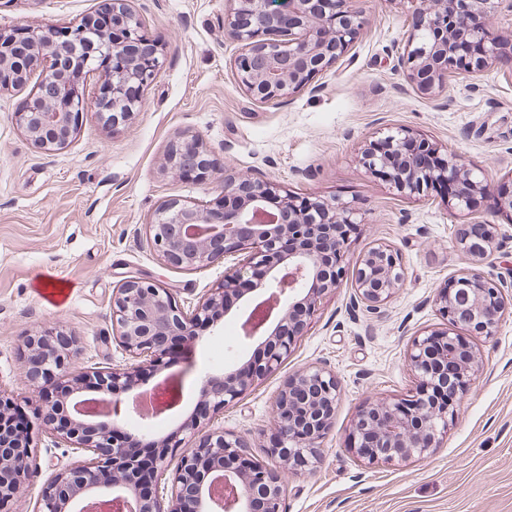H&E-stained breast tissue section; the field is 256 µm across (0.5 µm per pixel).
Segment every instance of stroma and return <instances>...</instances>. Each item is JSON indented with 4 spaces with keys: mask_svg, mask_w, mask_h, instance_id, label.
I'll list each match as a JSON object with an SVG mask.
<instances>
[{
    "mask_svg": "<svg viewBox=\"0 0 512 512\" xmlns=\"http://www.w3.org/2000/svg\"><path fill=\"white\" fill-rule=\"evenodd\" d=\"M102 6V0H0V27L75 25ZM234 6V0H132L162 65L138 111L114 127L86 112L63 149L34 147L15 122L41 71L0 92V390L33 420L29 498L76 456L52 447L40 404L22 384L27 336H75L79 371L128 363L112 338L111 318L112 290L124 275L135 271L159 281L187 307L224 283L223 263L183 269L157 256L149 242L155 210L171 198L213 202L232 171L277 181L303 197L350 203L360 224L341 288L323 298L277 370L210 413V427L242 436L255 460L275 466L273 403L288 377L322 365L339 381L335 414L316 466L281 470V512H512L510 304L492 335L457 326L476 348L480 371L458 395L457 413L431 454L367 465L346 447L363 405L415 390L405 355L415 335L445 327L433 302L439 289L463 271L512 284V212L498 206L500 193H512V56L462 73L439 98L421 94L401 62L413 26L409 0H359L368 25L349 61L318 76L322 91L261 104L234 72L241 45L224 33ZM381 128L432 139L485 174L476 217L497 227L492 257L477 259L457 247L465 219L449 209L444 192L405 197L360 165L361 151ZM180 135L198 136L209 151L215 166L209 181L164 169L167 146ZM379 244L400 253L404 282L378 309L352 307L354 260ZM47 272L72 285L66 306L37 296ZM222 325L221 333L186 348L182 361L193 366L187 396L162 433L196 408L202 375L224 374L252 357V348L239 342L237 314L224 316Z\"/></svg>",
    "mask_w": 512,
    "mask_h": 512,
    "instance_id": "1",
    "label": "stroma"
}]
</instances>
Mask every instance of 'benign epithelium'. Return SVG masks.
<instances>
[{"label":"benign epithelium","mask_w":512,"mask_h":512,"mask_svg":"<svg viewBox=\"0 0 512 512\" xmlns=\"http://www.w3.org/2000/svg\"><path fill=\"white\" fill-rule=\"evenodd\" d=\"M112 30L86 18L75 26L0 28V90L26 82L39 66L46 75L34 101L15 113L16 124L33 145L44 150L65 147L79 119L94 107L104 122L115 126L142 106L129 86L141 88L160 67L157 46L143 31L131 0H107ZM224 19V32L241 43L234 60L236 75L259 103H278L290 95L318 87L314 78L345 62L352 44L366 27L358 0H238ZM487 0H416L413 32L403 64L410 79L426 95L441 93L455 80L462 47L477 43L481 56L470 71L492 66L502 56L500 41L489 39ZM101 68L104 80L93 102L85 99L79 82L89 70ZM422 142L441 154L433 168L409 160L391 173L387 157L366 147L359 163L390 181L398 193L423 196L430 186L457 181L459 191L448 207L460 215L473 211V194L487 188L485 179L459 163L457 156L427 139ZM164 167L176 175L206 179L213 163L196 137L173 139L164 155ZM303 197L284 191L273 181L247 174H227L219 200L195 207L170 200L154 214L150 241L163 262L195 268L226 261L224 287L214 289L190 311L170 289L137 272L127 273L112 289L113 339L132 362L107 373L69 371L76 355L73 341L61 334L28 338L23 382L41 404L42 421L57 441L82 459L56 470L34 507L24 496L34 448L29 434L15 436L0 426V512H91L99 501H110L117 512H184V501L194 499L195 512H253L262 498L265 512H279L284 486L275 469L254 461L238 435L214 429L193 448L181 449L183 433H193L206 417L188 416L180 433L157 434L156 417L128 406L126 396L137 385L135 376L148 367L164 379L172 368L167 361L169 339L198 343L197 326L224 305L227 287L266 274L254 281L258 301L242 323L244 345L266 333L260 345L264 360L247 361L234 369L237 376L205 374L200 394L214 411L238 400L255 382L275 370L312 319L317 304L340 286L347 264L350 237L357 223L356 209L336 200L313 198L317 215L301 212ZM479 239L463 232L456 241L463 252L482 258L491 254L497 236L493 224L482 225ZM404 281L399 253L377 245L357 260L353 306L377 309L388 302ZM504 285L482 276L461 273L452 287L441 289L435 305L448 321L445 330L431 329L416 337L407 353L411 372L419 381L406 398L379 399L356 416L347 447L369 464L423 458L433 451L439 436L455 415L456 402L439 404L433 392L447 387L461 392L477 377L480 360L468 341L459 336L456 311L472 313L471 332L489 335L505 306ZM64 377L59 397L41 390L42 376ZM83 392L112 402V416L75 410ZM339 395L336 376L312 366L288 378L274 403L280 447L272 455L294 470H310L318 461L321 443L334 415ZM140 424L132 426L133 418ZM112 427L137 440L160 445L154 461L149 494L140 493L142 471L135 456L115 436ZM183 450L180 467L167 474L168 456ZM170 483L167 507L158 488Z\"/></svg>","instance_id":"benign-epithelium-1"}]
</instances>
